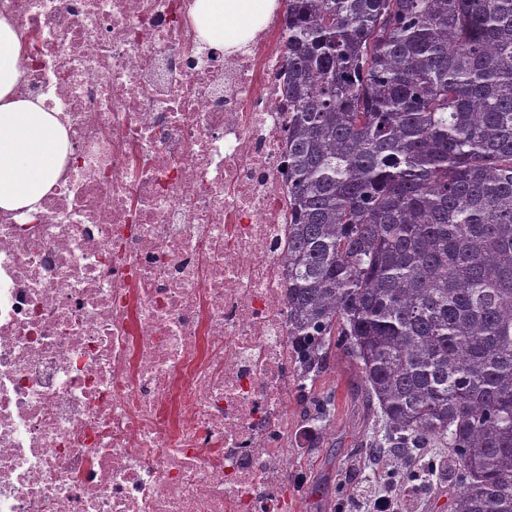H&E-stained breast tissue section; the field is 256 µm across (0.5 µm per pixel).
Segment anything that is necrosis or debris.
I'll list each match as a JSON object with an SVG mask.
<instances>
[{"label":"necrosis or debris","instance_id":"obj_1","mask_svg":"<svg viewBox=\"0 0 512 512\" xmlns=\"http://www.w3.org/2000/svg\"><path fill=\"white\" fill-rule=\"evenodd\" d=\"M193 4L0 0L71 146L0 211V512H284V17L205 56Z\"/></svg>","mask_w":512,"mask_h":512}]
</instances>
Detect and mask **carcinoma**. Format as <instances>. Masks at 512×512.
Returning a JSON list of instances; mask_svg holds the SVG:
<instances>
[{"label":"carcinoma","mask_w":512,"mask_h":512,"mask_svg":"<svg viewBox=\"0 0 512 512\" xmlns=\"http://www.w3.org/2000/svg\"><path fill=\"white\" fill-rule=\"evenodd\" d=\"M288 340L356 361L393 479L512 512V0H285Z\"/></svg>","instance_id":"1"}]
</instances>
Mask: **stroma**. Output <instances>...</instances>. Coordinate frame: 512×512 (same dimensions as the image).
<instances>
[{"mask_svg": "<svg viewBox=\"0 0 512 512\" xmlns=\"http://www.w3.org/2000/svg\"><path fill=\"white\" fill-rule=\"evenodd\" d=\"M317 387L336 390V408L329 426L314 419V408L294 395L290 415L303 441L294 458L284 494L288 512H349L351 497L359 490L386 492L390 485L379 478L360 427L378 428L376 415H363L360 372L355 362L337 355L316 380Z\"/></svg>", "mask_w": 512, "mask_h": 512, "instance_id": "stroma-1", "label": "stroma"}]
</instances>
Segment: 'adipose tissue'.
<instances>
[{
    "label": "adipose tissue",
    "instance_id": "ef3b65f1",
    "mask_svg": "<svg viewBox=\"0 0 512 512\" xmlns=\"http://www.w3.org/2000/svg\"><path fill=\"white\" fill-rule=\"evenodd\" d=\"M277 8V0H195L192 15L206 44L226 49L250 38ZM22 76L19 41L0 19V211L36 210L60 177L68 151L58 110L43 99L15 95Z\"/></svg>",
    "mask_w": 512,
    "mask_h": 512
}]
</instances>
